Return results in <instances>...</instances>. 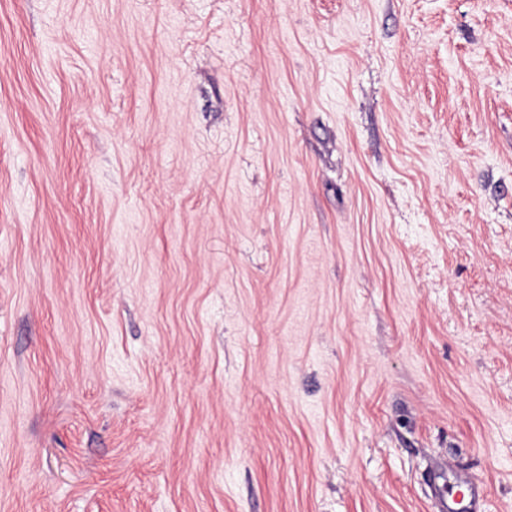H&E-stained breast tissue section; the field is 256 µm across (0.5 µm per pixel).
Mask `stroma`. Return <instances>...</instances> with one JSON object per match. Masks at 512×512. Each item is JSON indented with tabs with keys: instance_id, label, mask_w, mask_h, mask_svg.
<instances>
[{
	"instance_id": "35a3bbf8",
	"label": "stroma",
	"mask_w": 512,
	"mask_h": 512,
	"mask_svg": "<svg viewBox=\"0 0 512 512\" xmlns=\"http://www.w3.org/2000/svg\"><path fill=\"white\" fill-rule=\"evenodd\" d=\"M512 512V0H0V512ZM448 473L454 476L455 482L460 484V487H464L469 491L470 500L468 506L464 505L463 502L465 500V492H461V500L457 501L452 499L448 501L447 495V487L445 482L441 483V480H445L448 478ZM434 481L438 485L439 493V507L437 508V512H480L482 510L483 505V492L471 482V480L466 476L458 473L454 466H449L448 469L441 468L437 471L434 476Z\"/></svg>"
}]
</instances>
